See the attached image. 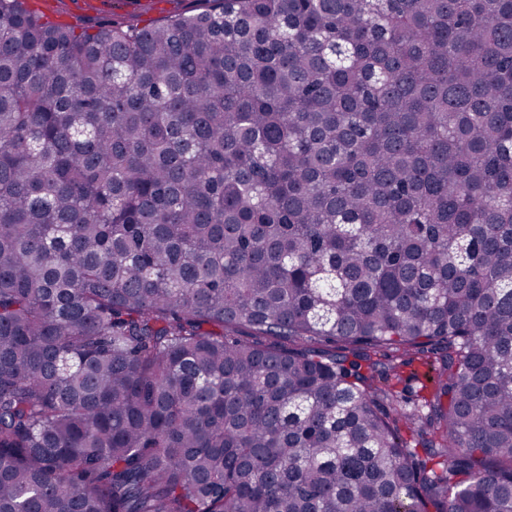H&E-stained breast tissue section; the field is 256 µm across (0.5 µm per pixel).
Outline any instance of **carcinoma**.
Segmentation results:
<instances>
[{"instance_id": "carcinoma-1", "label": "carcinoma", "mask_w": 512, "mask_h": 512, "mask_svg": "<svg viewBox=\"0 0 512 512\" xmlns=\"http://www.w3.org/2000/svg\"><path fill=\"white\" fill-rule=\"evenodd\" d=\"M207 2L0 0V512H512V0ZM53 18L75 22L121 19L144 26L165 18L171 11L194 13L207 3L198 0H46Z\"/></svg>"}]
</instances>
